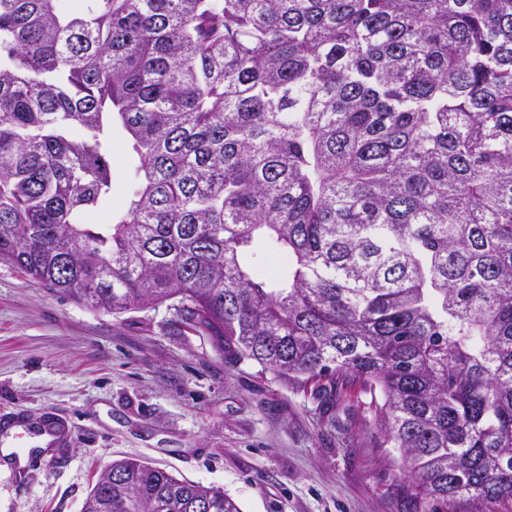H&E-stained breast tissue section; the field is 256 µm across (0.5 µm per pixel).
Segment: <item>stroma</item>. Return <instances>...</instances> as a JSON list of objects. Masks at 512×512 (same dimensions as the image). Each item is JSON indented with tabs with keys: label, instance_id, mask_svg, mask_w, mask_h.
Here are the masks:
<instances>
[{
	"label": "stroma",
	"instance_id": "stroma-1",
	"mask_svg": "<svg viewBox=\"0 0 512 512\" xmlns=\"http://www.w3.org/2000/svg\"><path fill=\"white\" fill-rule=\"evenodd\" d=\"M370 401L233 359L171 303L94 310L0 259V417L49 408L68 431L50 449L0 440V512H81L121 458L219 489L241 512H412Z\"/></svg>",
	"mask_w": 512,
	"mask_h": 512
}]
</instances>
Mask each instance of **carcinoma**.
I'll use <instances>...</instances> for the list:
<instances>
[{
	"mask_svg": "<svg viewBox=\"0 0 512 512\" xmlns=\"http://www.w3.org/2000/svg\"><path fill=\"white\" fill-rule=\"evenodd\" d=\"M0 257L355 382L420 512H512V0H0ZM82 512L240 508L120 459Z\"/></svg>",
	"mask_w": 512,
	"mask_h": 512,
	"instance_id": "obj_1",
	"label": "carcinoma"
}]
</instances>
